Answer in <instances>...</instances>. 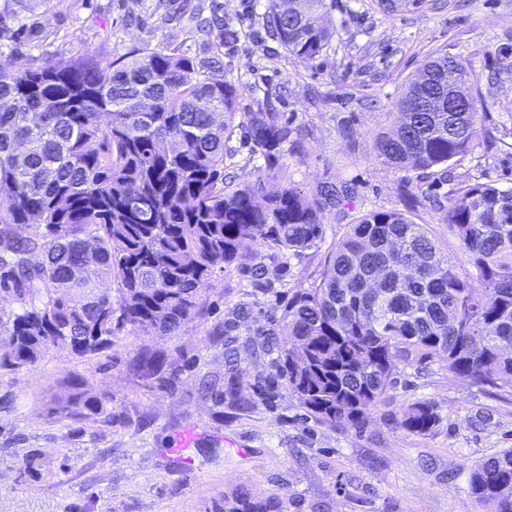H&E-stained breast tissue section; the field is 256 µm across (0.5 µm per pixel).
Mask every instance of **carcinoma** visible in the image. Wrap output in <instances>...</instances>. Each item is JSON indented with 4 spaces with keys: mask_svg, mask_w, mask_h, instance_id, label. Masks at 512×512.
<instances>
[{
    "mask_svg": "<svg viewBox=\"0 0 512 512\" xmlns=\"http://www.w3.org/2000/svg\"><path fill=\"white\" fill-rule=\"evenodd\" d=\"M327 10V0H269L267 32L312 61L332 37ZM216 28L203 56L144 47L107 66L87 54L0 69V298L13 302L0 305V369H30L53 349L98 356L123 331L173 336L202 314L217 273L245 265L244 243L284 256L323 241L327 202L286 183L266 193L224 182L235 129L272 178L284 175L293 130L273 112L238 120L224 45L239 34L216 13L196 18L202 35ZM486 119L471 68L428 61L378 135L377 158L400 171L460 166L476 159ZM441 212L462 258L406 213L370 210L331 245L319 281L257 317L239 304L218 335L264 337L277 354L268 392L284 389L331 426L361 427L400 363L443 362L476 386H512V188L461 181ZM166 367L147 345L132 362L145 380ZM104 400L80 378L55 397L57 414L76 419L102 413ZM438 421L418 401L396 425L427 434ZM469 484L475 502L512 512V448L474 464ZM224 512H288V500L242 488Z\"/></svg>",
    "mask_w": 512,
    "mask_h": 512,
    "instance_id": "obj_1",
    "label": "carcinoma"
}]
</instances>
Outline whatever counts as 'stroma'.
I'll use <instances>...</instances> for the list:
<instances>
[{
    "instance_id": "35a3bbf8",
    "label": "stroma",
    "mask_w": 512,
    "mask_h": 512,
    "mask_svg": "<svg viewBox=\"0 0 512 512\" xmlns=\"http://www.w3.org/2000/svg\"><path fill=\"white\" fill-rule=\"evenodd\" d=\"M217 6L239 32L224 52V71L241 86L239 113L270 107L294 133L286 178L306 197L327 185L355 193L324 212L320 247L286 258L252 246L253 264L279 271L272 290L253 288L247 268L214 278L199 318L154 348L180 374L171 385L142 382L131 372L139 346L127 333L95 357L50 353L35 368L0 370V512H212L240 488L287 497L288 512H495L473 508L470 467L512 448V388H480L441 363L399 365L396 382L363 427H332L310 417L296 399L264 389L272 371L262 338L240 348L247 372L241 401L215 399L203 382L228 387L224 343L214 327L232 320L243 300L282 304L288 289L320 279L334 241L370 210H410L452 255L456 240L440 220L449 183L437 170L399 172L376 157L375 138L391 122L408 80L428 60L467 63L490 132L479 165L453 169L455 180L512 187V0H417L384 13L372 0H332V40L309 62L290 56L265 31L267 0H193ZM182 0H0V68L93 53L101 64L145 46L203 54ZM224 174L237 184L263 183L264 163L239 136ZM82 377L106 398L104 414L62 418L52 411L60 380ZM418 401L440 415L432 432L394 425ZM193 428L194 469L168 449ZM246 456H238V449Z\"/></svg>"
}]
</instances>
